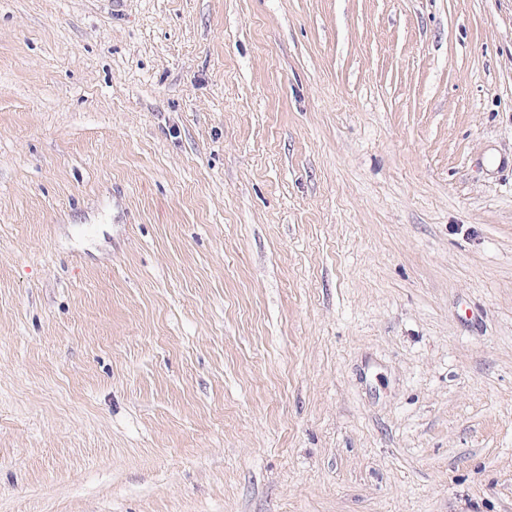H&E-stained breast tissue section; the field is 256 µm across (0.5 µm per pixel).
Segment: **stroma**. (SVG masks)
<instances>
[{
  "label": "stroma",
  "instance_id": "1",
  "mask_svg": "<svg viewBox=\"0 0 512 512\" xmlns=\"http://www.w3.org/2000/svg\"><path fill=\"white\" fill-rule=\"evenodd\" d=\"M0 512H512V0H0Z\"/></svg>",
  "mask_w": 512,
  "mask_h": 512
}]
</instances>
